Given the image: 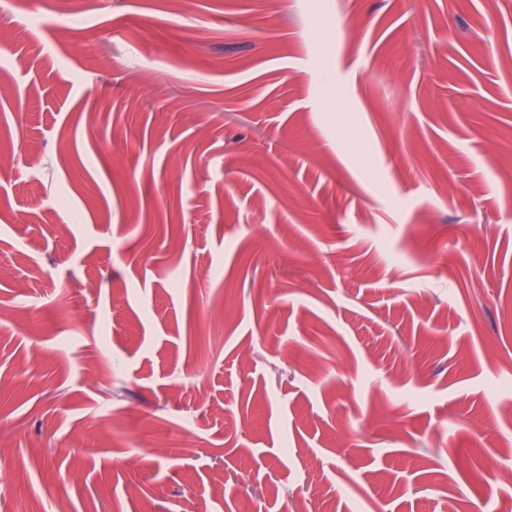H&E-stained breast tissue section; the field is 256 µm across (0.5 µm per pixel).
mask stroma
<instances>
[{
  "label": "stroma",
  "instance_id": "obj_1",
  "mask_svg": "<svg viewBox=\"0 0 512 512\" xmlns=\"http://www.w3.org/2000/svg\"><path fill=\"white\" fill-rule=\"evenodd\" d=\"M509 70L512 0H0V512H475Z\"/></svg>",
  "mask_w": 512,
  "mask_h": 512
}]
</instances>
